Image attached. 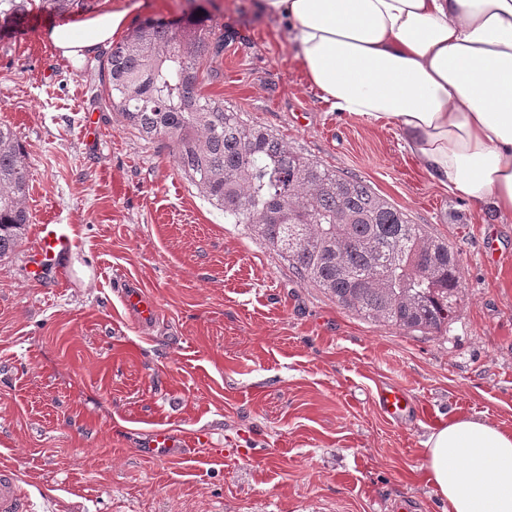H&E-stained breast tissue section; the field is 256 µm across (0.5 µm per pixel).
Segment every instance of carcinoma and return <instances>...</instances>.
Returning <instances> with one entry per match:
<instances>
[{
	"label": "carcinoma",
	"mask_w": 512,
	"mask_h": 512,
	"mask_svg": "<svg viewBox=\"0 0 512 512\" xmlns=\"http://www.w3.org/2000/svg\"><path fill=\"white\" fill-rule=\"evenodd\" d=\"M85 0H0V17L33 8L68 13ZM224 47L207 14L146 17L103 63L125 128L165 141L181 176L224 217L244 224L295 273L343 308L384 326L432 334L455 314L463 288L457 253L364 181L329 169L200 91ZM27 161L0 123V258L31 215Z\"/></svg>",
	"instance_id": "carcinoma-1"
}]
</instances>
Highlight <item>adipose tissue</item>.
Wrapping results in <instances>:
<instances>
[{
	"instance_id": "obj_1",
	"label": "adipose tissue",
	"mask_w": 512,
	"mask_h": 512,
	"mask_svg": "<svg viewBox=\"0 0 512 512\" xmlns=\"http://www.w3.org/2000/svg\"><path fill=\"white\" fill-rule=\"evenodd\" d=\"M285 19L309 82L334 111L393 126L437 184L512 214V0H258ZM112 12L53 28L63 56L111 40ZM423 468L447 512H512V433L459 416Z\"/></svg>"
}]
</instances>
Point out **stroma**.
<instances>
[{
    "instance_id": "stroma-1",
    "label": "stroma",
    "mask_w": 512,
    "mask_h": 512,
    "mask_svg": "<svg viewBox=\"0 0 512 512\" xmlns=\"http://www.w3.org/2000/svg\"><path fill=\"white\" fill-rule=\"evenodd\" d=\"M205 7L235 30L204 94L331 169L359 178L457 252L458 309L433 335L365 321L301 279L198 194L166 143L124 128L101 81L109 50L63 57L50 29L105 13ZM0 123L27 156L32 215L0 260V466L36 512H445L422 467L448 419L512 432V215L492 223L418 169L398 132L333 111L255 0H91L0 19ZM92 135H83L85 124ZM69 224L76 276L35 273L41 224ZM158 319L139 327L116 279ZM403 387L402 421L374 406ZM204 430L223 458L141 457L153 424Z\"/></svg>"
}]
</instances>
